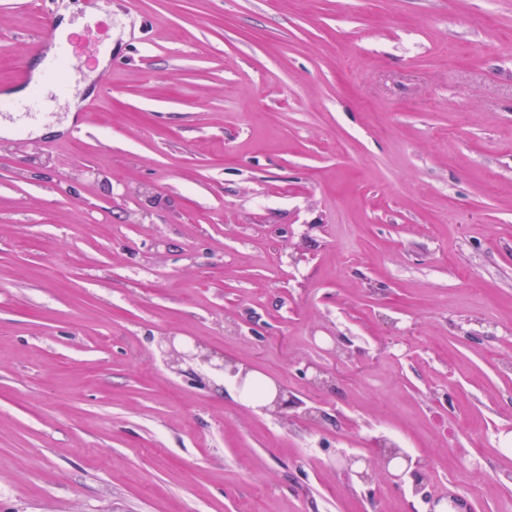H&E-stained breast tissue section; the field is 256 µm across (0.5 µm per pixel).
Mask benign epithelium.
Returning a JSON list of instances; mask_svg holds the SVG:
<instances>
[{
  "mask_svg": "<svg viewBox=\"0 0 512 512\" xmlns=\"http://www.w3.org/2000/svg\"><path fill=\"white\" fill-rule=\"evenodd\" d=\"M299 402L296 398L288 395L285 386L279 384L276 387L275 395L269 397L266 403L260 405L258 410L277 418H288V411L297 407ZM340 464L344 473L352 478L368 483L371 481L374 465H379L386 482L394 488H400L405 483V478H410L413 483L414 492L428 497L426 488V477L422 472L420 461L412 458L406 453L392 449L380 455V459L364 458L359 456L343 455Z\"/></svg>",
  "mask_w": 512,
  "mask_h": 512,
  "instance_id": "7a95c632",
  "label": "benign epithelium"
}]
</instances>
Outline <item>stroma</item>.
<instances>
[{
	"instance_id": "obj_1",
	"label": "stroma",
	"mask_w": 512,
	"mask_h": 512,
	"mask_svg": "<svg viewBox=\"0 0 512 512\" xmlns=\"http://www.w3.org/2000/svg\"><path fill=\"white\" fill-rule=\"evenodd\" d=\"M0 0L95 39L0 129V512H512V0ZM73 192H66V184ZM159 250H152L153 240ZM286 386L288 421L167 338ZM327 370L312 384L299 370ZM71 67L72 62L69 55H67L66 48L59 46L57 56L49 68V88H51L52 93L61 92L72 83ZM340 464L349 478L355 477L363 483L371 481L374 465L378 464L389 485L401 488L405 483V478L409 477L412 480L415 494L422 493L423 497L429 498L428 492L425 491L426 477L422 472L420 461L413 460L408 454L396 449L380 454L379 462L375 458L341 455Z\"/></svg>"
}]
</instances>
